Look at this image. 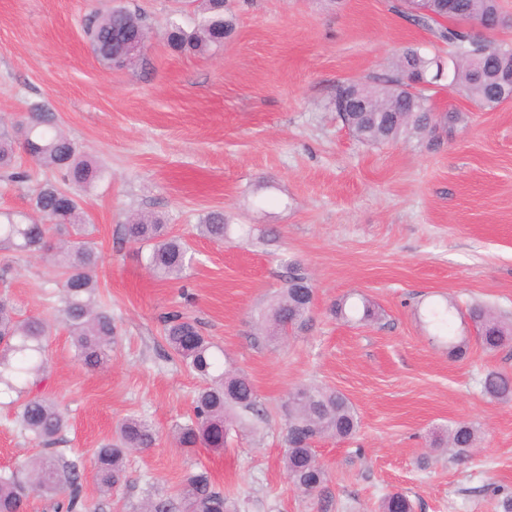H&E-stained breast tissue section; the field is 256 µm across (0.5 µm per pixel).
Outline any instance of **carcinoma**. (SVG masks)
I'll return each mask as SVG.
<instances>
[{
    "instance_id": "obj_1",
    "label": "carcinoma",
    "mask_w": 512,
    "mask_h": 512,
    "mask_svg": "<svg viewBox=\"0 0 512 512\" xmlns=\"http://www.w3.org/2000/svg\"><path fill=\"white\" fill-rule=\"evenodd\" d=\"M203 14L190 29L177 20L167 30L169 46L179 52L204 54L219 48L235 30L227 0H202ZM390 10L427 30L433 43L448 47L450 84L459 87L479 106L495 109L512 100V57L493 53L494 42L481 38L474 26L494 19L501 27L512 25L500 0H389ZM86 37L99 60L120 68L139 60L147 40L143 18L122 7L96 13L85 25ZM441 59L420 47L409 46L397 56L391 75L378 82L344 81L331 98L340 120L361 143L385 146L394 142L441 144L448 132L464 122L460 112H436L431 86L439 80ZM18 138L0 133V170L13 181L36 179L30 194L34 216L16 220L7 214L0 221V249L42 257L60 285V315L66 324L78 359L90 370L112 359L114 332L112 313L98 304L96 271L101 261L92 237L95 225L80 206L78 191L101 177V170L84 158L78 145L49 121L39 117L14 123ZM40 146L38 162L63 174L64 184L37 178V173L18 162L17 148ZM200 234L215 243L229 238L231 225L221 211L209 212L199 224ZM128 238L148 249L145 267L163 280L181 277L192 261L189 247L169 233L161 218L139 213L126 225ZM314 288L306 270L288 263L284 288L264 314L270 335L286 336L310 327ZM332 311L360 322L380 319L375 304L363 297L358 304L341 299ZM458 309L452 303L428 309L429 324L448 340L451 353L462 358L465 340L454 336ZM469 320L481 336L482 347L494 351L512 340V321L496 314L483 301L467 309ZM53 324L42 318H20L10 298L0 296V384L16 389L14 381L38 377L48 368L43 341ZM163 333L173 355L203 380L194 398L193 417L171 428L180 448L224 449L228 431L252 420H265L266 409L258 400L252 381L224 365V352L204 335L199 323L178 311L163 316ZM484 393L496 401L512 400V377L489 371L482 380ZM19 423L34 440L50 445L67 427L58 403L45 394H34L22 404ZM359 427V417L340 391L321 386H302L289 394L285 420L283 468L294 489L316 499L327 482L313 443L323 436L345 439ZM159 431L138 416L122 419L116 438L94 452V476L99 490L108 493L127 481V456L156 444ZM477 430L458 422L446 430V444L457 459L469 457L476 448ZM82 461L55 454L36 456L23 470L0 471V512H25L27 494L20 480L25 474L33 491L52 497L62 495L66 512H86L79 471ZM143 512H237L235 504L214 488L209 472L188 475L179 490V500L148 498ZM379 512H414L413 501L399 490L387 493Z\"/></svg>"
}]
</instances>
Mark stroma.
<instances>
[{"instance_id": "35a3bbf8", "label": "stroma", "mask_w": 512, "mask_h": 512, "mask_svg": "<svg viewBox=\"0 0 512 512\" xmlns=\"http://www.w3.org/2000/svg\"><path fill=\"white\" fill-rule=\"evenodd\" d=\"M229 5L233 36L200 55L173 51L165 31L175 19L193 25L201 0H0V125L40 111L103 169L81 204L96 226L98 292L116 336L107 367L76 359L49 266L0 251V294L19 317L56 323L37 389L68 419L58 452L82 456L94 512H139L202 468L239 512H379L393 490L408 492L415 512H506L512 402L489 400L481 381L490 370L512 376V345L484 351L465 308L479 300L512 315V100L484 110L443 83L437 111L468 120L441 145H363L330 104L336 85L387 77L404 47L430 35L386 0ZM114 7L141 14L149 29L129 68L104 66L83 32L88 16ZM216 210L252 236L221 245L202 237L200 220ZM140 212L187 241L193 261L182 279L147 272L125 230ZM291 261L312 278V325L278 343L261 335V315ZM352 293L380 320L333 316L332 304ZM449 300L460 308L454 332L468 342L460 360L426 319ZM171 309L198 320L248 374L268 411L259 432L232 428L219 452L172 443L167 431L191 415L200 381L164 339L160 317ZM310 384L342 392L360 417L352 438L315 442L329 477L314 501L292 489L281 463L283 403ZM18 409L1 387L0 470L42 452ZM129 415L161 437L129 456L125 484L100 492L92 454ZM460 421L480 436L464 462L433 445Z\"/></svg>"}]
</instances>
